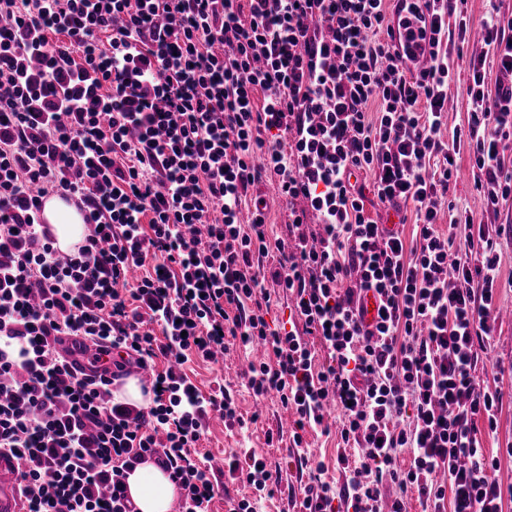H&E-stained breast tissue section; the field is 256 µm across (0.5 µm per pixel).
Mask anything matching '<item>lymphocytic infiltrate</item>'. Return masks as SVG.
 Returning a JSON list of instances; mask_svg holds the SVG:
<instances>
[{
  "instance_id": "lymphocytic-infiltrate-1",
  "label": "lymphocytic infiltrate",
  "mask_w": 512,
  "mask_h": 512,
  "mask_svg": "<svg viewBox=\"0 0 512 512\" xmlns=\"http://www.w3.org/2000/svg\"><path fill=\"white\" fill-rule=\"evenodd\" d=\"M0 0V458L25 512H136L127 474L153 461L179 512H209L227 481L272 495L257 452L214 469L207 424L242 417L230 392L182 370L228 340L259 343L255 398L306 429L342 413L335 487L316 466L300 512H503L502 399L476 375L502 307L498 243L438 201L468 152L486 208L512 197V18L483 23L466 127L448 129L451 0ZM277 178L287 239L249 190ZM69 194L87 234L57 253L41 198ZM413 224L407 244L405 224ZM278 252V265L263 260ZM273 281L301 329L264 317ZM378 301L365 321L359 301ZM125 352L78 372L70 356ZM151 370L148 407L112 381Z\"/></svg>"
}]
</instances>
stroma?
Returning <instances> with one entry per match:
<instances>
[{"mask_svg": "<svg viewBox=\"0 0 512 512\" xmlns=\"http://www.w3.org/2000/svg\"><path fill=\"white\" fill-rule=\"evenodd\" d=\"M482 51V45L477 40H470L464 45L466 60ZM466 60L460 63L448 89L446 111L448 125L452 128L466 125L468 119L467 89L470 73ZM458 168L460 175L452 200L457 209H471L476 222L499 228L500 277L511 279L512 198L500 202L496 210H485L471 175L468 154H461ZM501 305L507 314L497 324L487 353L480 356L478 375L481 382L500 391L502 396L498 428L496 432L485 436L484 443L487 454L498 456L499 479L503 487L507 488L512 486V457L507 454L508 449L512 448V289L502 291ZM250 358V352L234 345L222 363L210 364L195 359L185 364V373L203 394L225 387L233 396L243 418L242 424L231 427L217 420L210 421L201 436L199 450L218 460L249 448L260 452L268 467L280 474L277 492L273 497L258 499L246 483L234 482L228 486L229 495L254 497L256 512H297L294 493L308 474L301 471L292 459L291 428L285 423L287 413L279 399L272 396L264 400L263 404H256L248 380L242 374V367ZM340 422V412H331L328 433L321 435L309 431L304 435L316 459L325 465L328 480L338 486L344 482L343 474L336 467Z\"/></svg>", "mask_w": 512, "mask_h": 512, "instance_id": "1", "label": "stroma"}]
</instances>
